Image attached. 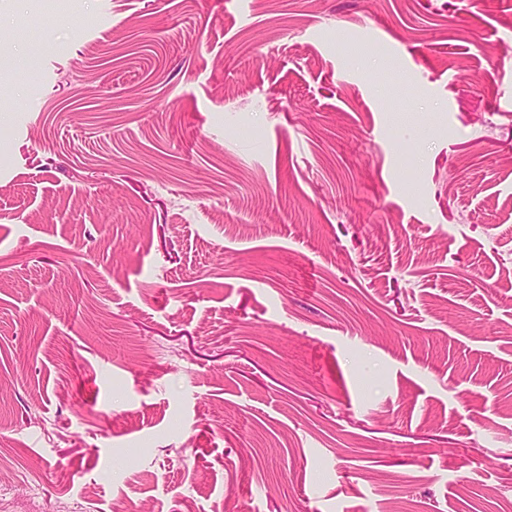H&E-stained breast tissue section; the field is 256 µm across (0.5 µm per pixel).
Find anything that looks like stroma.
<instances>
[{
  "instance_id": "1",
  "label": "stroma",
  "mask_w": 512,
  "mask_h": 512,
  "mask_svg": "<svg viewBox=\"0 0 512 512\" xmlns=\"http://www.w3.org/2000/svg\"><path fill=\"white\" fill-rule=\"evenodd\" d=\"M512 512V0H0V512Z\"/></svg>"
}]
</instances>
